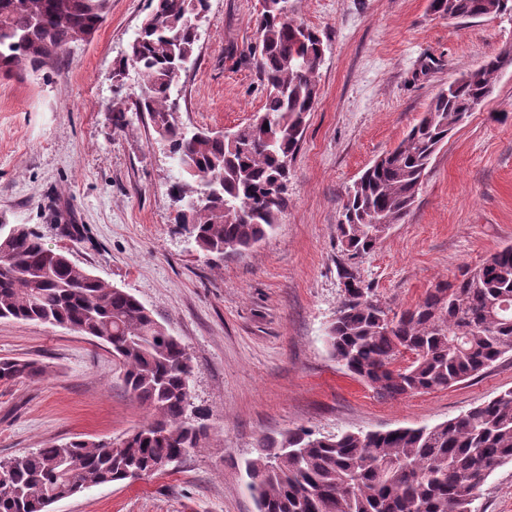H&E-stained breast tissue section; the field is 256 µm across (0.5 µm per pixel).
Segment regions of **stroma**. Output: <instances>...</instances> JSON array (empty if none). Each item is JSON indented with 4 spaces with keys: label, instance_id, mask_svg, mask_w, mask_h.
Listing matches in <instances>:
<instances>
[{
    "label": "stroma",
    "instance_id": "35a3bbf8",
    "mask_svg": "<svg viewBox=\"0 0 512 512\" xmlns=\"http://www.w3.org/2000/svg\"><path fill=\"white\" fill-rule=\"evenodd\" d=\"M324 46L318 99L291 168L273 233L224 257L200 252L175 224L172 159L144 114L112 124V79L151 0H111L94 36L73 45L49 80H0V215L47 247L129 291L178 336L194 366L191 401L206 439L166 470L98 485L51 512H257L245 463L266 436L302 426L319 436L451 419L512 388L508 356L475 379L383 400L333 360L325 342L342 298L338 268L394 311L436 282L512 245V68L432 159L406 218L372 252L347 259L336 224L348 188L393 149L449 83L512 46V16L448 20L429 0H294ZM258 0H209L198 49L179 84L190 130L233 131L261 113ZM60 224L85 227L82 241ZM34 360L45 375L0 385V458L54 441L113 443L147 410L95 338L61 326L0 319V358ZM474 512H512V463L481 483Z\"/></svg>",
    "mask_w": 512,
    "mask_h": 512
}]
</instances>
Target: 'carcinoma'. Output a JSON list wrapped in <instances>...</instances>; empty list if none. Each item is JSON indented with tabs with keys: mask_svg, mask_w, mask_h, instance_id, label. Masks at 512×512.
<instances>
[{
	"mask_svg": "<svg viewBox=\"0 0 512 512\" xmlns=\"http://www.w3.org/2000/svg\"><path fill=\"white\" fill-rule=\"evenodd\" d=\"M110 0H0V77L47 73L74 43L89 39ZM117 71L143 78L135 111L147 113L177 165L178 211L199 250L224 257L249 249L279 223L290 163L317 104L323 43L296 37L292 0H266L257 17L266 100L235 146L209 130L192 134L172 112L180 64L198 37L193 17L209 0H153ZM443 18L511 14L512 0H430ZM501 54L436 94L401 142L347 192L336 235L348 259L376 248L372 219L397 224L410 212L428 167L504 70ZM270 118L268 128L261 119ZM343 299L325 341L330 356L381 399L446 389L512 354V245L394 312L339 266ZM0 318L69 327L98 339L118 360L130 395L150 419L117 442L73 439L18 458H0V512H49L51 504L103 484L146 476L198 447L205 432L189 422L193 366L185 346L131 293L113 288L47 247L25 224L0 220ZM44 369L0 359V384L39 379ZM246 464L258 512H472L494 469L512 463V389L434 425L317 436L302 427L259 441Z\"/></svg>",
	"mask_w": 512,
	"mask_h": 512,
	"instance_id": "1",
	"label": "carcinoma"
}]
</instances>
